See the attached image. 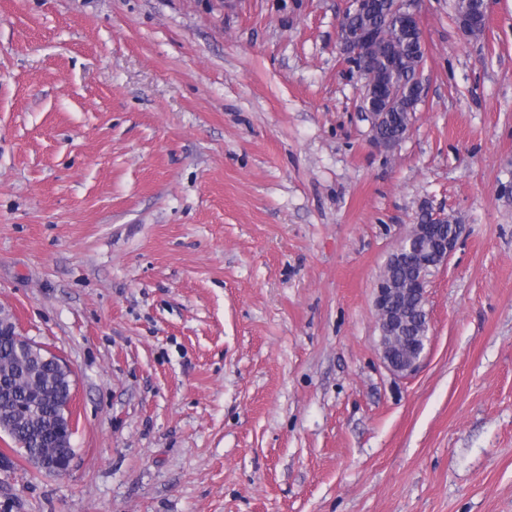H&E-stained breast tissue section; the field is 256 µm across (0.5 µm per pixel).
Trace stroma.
Wrapping results in <instances>:
<instances>
[{
	"mask_svg": "<svg viewBox=\"0 0 512 512\" xmlns=\"http://www.w3.org/2000/svg\"><path fill=\"white\" fill-rule=\"evenodd\" d=\"M348 0H0V306L72 370L73 458L0 512H512V0H412L425 96L371 143ZM466 226L391 374L374 288ZM483 6L477 11H461L459 21L463 30L468 34L479 35L484 33L490 17V0H483ZM384 113L386 112H365V115L370 122L373 144L379 149L390 150L406 138L411 129L413 119L404 134L395 137H388L383 135L379 129V124L384 119Z\"/></svg>",
	"mask_w": 512,
	"mask_h": 512,
	"instance_id": "obj_1",
	"label": "stroma"
}]
</instances>
